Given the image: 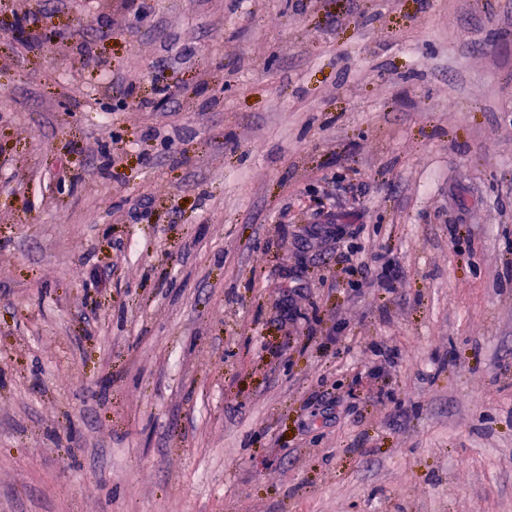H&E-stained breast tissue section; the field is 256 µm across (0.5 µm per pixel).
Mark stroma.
<instances>
[{"label": "stroma", "mask_w": 512, "mask_h": 512, "mask_svg": "<svg viewBox=\"0 0 512 512\" xmlns=\"http://www.w3.org/2000/svg\"><path fill=\"white\" fill-rule=\"evenodd\" d=\"M177 500L512 512V0H0V512Z\"/></svg>", "instance_id": "35a3bbf8"}]
</instances>
